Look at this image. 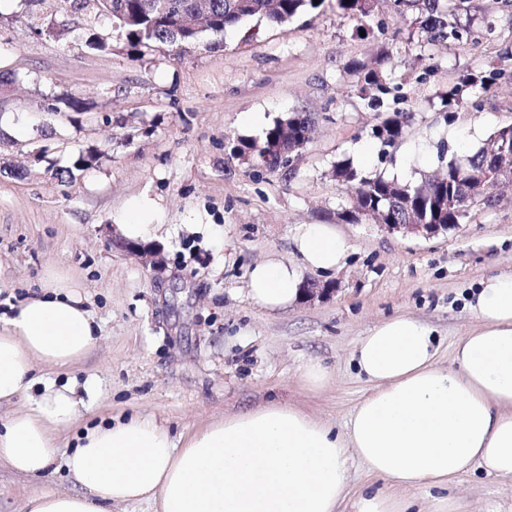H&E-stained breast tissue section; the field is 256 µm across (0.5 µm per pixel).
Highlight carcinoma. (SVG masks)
<instances>
[{"mask_svg": "<svg viewBox=\"0 0 512 512\" xmlns=\"http://www.w3.org/2000/svg\"><path fill=\"white\" fill-rule=\"evenodd\" d=\"M100 12L112 18L116 29L145 53L157 44L187 51L199 40L202 30L186 28L187 18H199L207 12L212 22L208 30L222 32L247 20L261 18L271 24H284L318 8L313 0H94ZM381 0H336V7L360 20L371 17ZM397 14H411L412 28L420 34L417 45H466L476 40L471 0H389ZM509 63L486 75L463 76L441 95V106L451 113L459 107L481 109L483 97L493 87L512 84V50H504ZM388 52L381 50L370 63L351 60L345 69L358 77L369 109L376 113L371 136L384 147H393L406 134L407 113L389 111V95L409 81L407 74L396 75L384 69ZM310 118L299 111L270 127L262 140H245L237 146L241 157L274 173L288 167L290 159L280 156L285 140H294L310 129ZM512 170V125L496 129L488 146L476 150L463 163L451 160L446 172L425 174L417 183L399 182L380 175H368L349 160L336 162V181L346 192H358L354 209H345L340 218L357 223L374 210L385 215V221L402 224L416 216L419 224H462L471 218L469 207L480 201L492 204L491 197L475 192V182L487 180Z\"/></svg>", "mask_w": 512, "mask_h": 512, "instance_id": "obj_1", "label": "carcinoma"}]
</instances>
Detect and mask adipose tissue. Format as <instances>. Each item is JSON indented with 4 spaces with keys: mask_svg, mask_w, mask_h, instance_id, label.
Segmentation results:
<instances>
[{
    "mask_svg": "<svg viewBox=\"0 0 512 512\" xmlns=\"http://www.w3.org/2000/svg\"><path fill=\"white\" fill-rule=\"evenodd\" d=\"M293 244L300 263L269 258L250 274V294L266 309L287 308L301 295L303 269H337L348 250L328 224L302 225ZM470 307L479 324L449 367L436 358L433 329L413 317H389L362 336L352 361L372 390L344 433L273 401L179 442L138 414L81 426L96 384L39 375L81 361L97 341L78 283L53 275L0 320V404L42 388L0 423V461L41 474L56 462L59 437L75 432L64 463L79 490L32 496L27 512H108L138 501L159 512H339L354 457L389 486L362 493L356 512H411L401 490L445 489L476 469L512 477V275L482 281Z\"/></svg>",
    "mask_w": 512,
    "mask_h": 512,
    "instance_id": "adipose-tissue-1",
    "label": "adipose tissue"
}]
</instances>
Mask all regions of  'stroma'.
Returning a JSON list of instances; mask_svg holds the SVG:
<instances>
[{"label":"stroma","instance_id":"35a3bbf8","mask_svg":"<svg viewBox=\"0 0 512 512\" xmlns=\"http://www.w3.org/2000/svg\"><path fill=\"white\" fill-rule=\"evenodd\" d=\"M472 4L495 31L466 45H387L376 25L403 38L412 28L385 0L366 34L325 0L279 26L255 18L205 33L184 53L162 45L143 54L93 0H0V71L17 77L0 96V314L37 293L48 272L81 284L98 341L79 364L47 375L60 384L97 377L87 423L140 414L187 437L276 400L343 429L368 390L351 363L357 342L401 314L434 329L438 358L451 365L455 344L477 325L469 302L479 283L512 274V186L469 222L423 237L339 220L353 202L333 170L347 158L413 183L512 124V86L490 92L478 112L450 118L440 105L460 74L500 66L512 45V19L494 0ZM90 40L107 47L87 48ZM385 47L390 66L411 76L399 105L408 126L398 145L364 158L358 147L375 116L345 65ZM67 96L82 98L85 111H48ZM294 111L311 117L312 133L291 172L233 153L237 140L262 139ZM82 153L92 160L75 181L54 177ZM144 197L157 203V266L113 243ZM303 224L332 225L349 246L336 271L302 272L303 282L336 291L266 310L248 293L250 271L273 256L297 261ZM311 359L329 372L317 391L301 378ZM75 487L65 467L33 477L0 462V512ZM451 492L469 512H512L511 478L476 471Z\"/></svg>","mask_w":512,"mask_h":512}]
</instances>
